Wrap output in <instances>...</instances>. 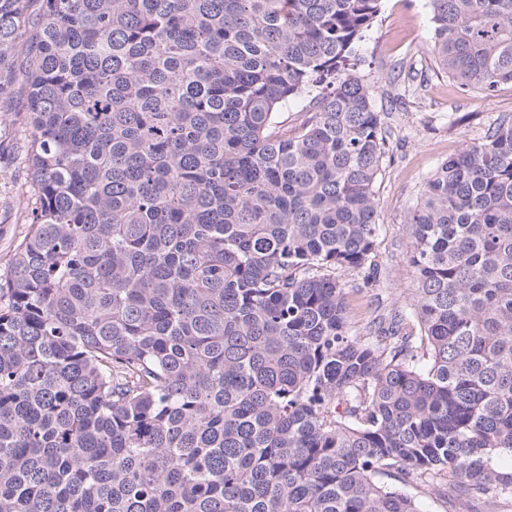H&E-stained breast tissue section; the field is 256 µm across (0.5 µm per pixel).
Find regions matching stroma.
<instances>
[{
    "instance_id": "stroma-1",
    "label": "stroma",
    "mask_w": 512,
    "mask_h": 512,
    "mask_svg": "<svg viewBox=\"0 0 512 512\" xmlns=\"http://www.w3.org/2000/svg\"><path fill=\"white\" fill-rule=\"evenodd\" d=\"M431 29L429 0H382L358 51L357 73L378 88L374 106L384 114L387 134L374 186L378 236L372 266L336 272L350 288L348 316L356 336L368 335L375 318L409 304L414 296L415 274L405 259L410 241L406 216L427 178L444 159L482 140L497 118L512 116L511 84L490 97L463 92L436 68L428 52ZM9 108V121L0 128V272L28 231L24 81H16Z\"/></svg>"
}]
</instances>
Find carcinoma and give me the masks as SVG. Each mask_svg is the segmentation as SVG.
Here are the masks:
<instances>
[{
	"label": "carcinoma",
	"instance_id": "obj_1",
	"mask_svg": "<svg viewBox=\"0 0 512 512\" xmlns=\"http://www.w3.org/2000/svg\"><path fill=\"white\" fill-rule=\"evenodd\" d=\"M33 2L0 0L36 196L0 274V512L512 501V117L427 179L413 300L358 337L336 270L376 245L381 0ZM430 6L457 88L512 84V0Z\"/></svg>",
	"mask_w": 512,
	"mask_h": 512
}]
</instances>
